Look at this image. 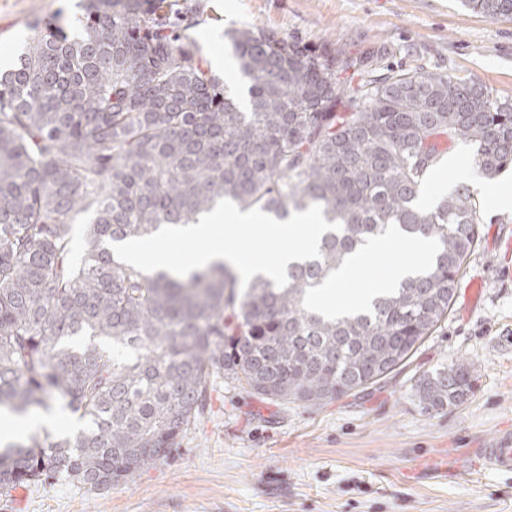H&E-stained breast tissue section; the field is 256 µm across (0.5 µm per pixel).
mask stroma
<instances>
[{
    "mask_svg": "<svg viewBox=\"0 0 512 512\" xmlns=\"http://www.w3.org/2000/svg\"><path fill=\"white\" fill-rule=\"evenodd\" d=\"M190 31L212 72L236 92L245 83L225 29L257 25L345 50L379 69L424 68L471 77L512 99V20L494 23L459 0H203ZM79 0H0V59L16 62L33 23H74ZM422 205L474 167L469 146L449 143ZM482 213L477 246L465 263L451 311L410 362L364 391L319 405H281L218 383L210 415L168 458L105 491L66 480L0 497V512H512V472L454 471L467 449L512 431V172L473 174ZM423 260L408 240L365 260L353 280L326 297L351 302L406 258ZM482 279L483 295L465 290ZM473 364L476 389L462 406L427 413L413 386L423 373Z\"/></svg>",
    "mask_w": 512,
    "mask_h": 512,
    "instance_id": "obj_1",
    "label": "stroma"
}]
</instances>
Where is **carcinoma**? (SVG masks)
I'll list each match as a JSON object with an SVG mask.
<instances>
[{
	"label": "carcinoma",
	"mask_w": 512,
	"mask_h": 512,
	"mask_svg": "<svg viewBox=\"0 0 512 512\" xmlns=\"http://www.w3.org/2000/svg\"><path fill=\"white\" fill-rule=\"evenodd\" d=\"M461 4L512 19V0ZM203 14L200 0H85L81 35L42 30L0 74V407L55 404L79 424L1 450V497L129 479L169 456L224 377L312 404L385 379L448 317L478 239L466 183L417 204L440 139L472 145L488 180L512 166V99L423 68L379 73L256 25L227 32L243 104L179 32ZM350 69L355 84L340 80ZM221 199L279 221L318 204L340 230L282 288L261 274L244 288L224 264L143 273L107 247L196 224ZM396 236L433 241L415 276L355 309L311 303L353 255ZM475 381L457 362L419 377L416 397L427 412L459 407Z\"/></svg>",
	"instance_id": "obj_1"
}]
</instances>
